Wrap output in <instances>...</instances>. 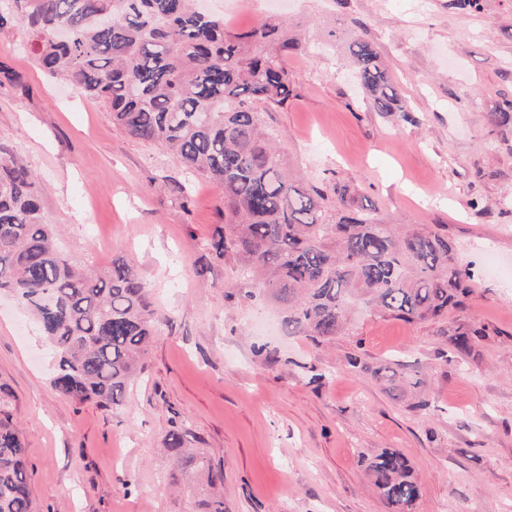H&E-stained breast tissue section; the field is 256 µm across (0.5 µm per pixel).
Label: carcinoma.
<instances>
[{"instance_id": "carcinoma-1", "label": "carcinoma", "mask_w": 512, "mask_h": 512, "mask_svg": "<svg viewBox=\"0 0 512 512\" xmlns=\"http://www.w3.org/2000/svg\"><path fill=\"white\" fill-rule=\"evenodd\" d=\"M20 24L40 69L100 103L112 124L174 154L186 170L220 187L224 224L205 243L215 260L235 259L282 306V328L316 346L348 332L365 306L407 323L439 320L464 308L472 275L455 243L438 231L384 220L350 188L308 183L288 173L279 134L259 107L296 96L286 60L310 52L288 23L268 20L230 31L199 0H0V31ZM349 65L376 112L412 120L401 91L364 38ZM0 291L39 323L54 352L52 384L78 403L109 409L138 382L164 316L124 258L98 273L75 267L44 221L35 177L0 151ZM480 334L457 330L460 357ZM373 376L392 390L419 388L393 363ZM17 395L0 380V512H37L27 483L26 443ZM182 424L164 438L177 465L198 477L194 512H226L217 486L224 472L186 446ZM392 512H413L420 486L408 460L384 448L367 464Z\"/></svg>"}]
</instances>
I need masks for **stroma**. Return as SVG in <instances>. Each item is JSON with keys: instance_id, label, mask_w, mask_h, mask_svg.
I'll return each instance as SVG.
<instances>
[{"instance_id": "35a3bbf8", "label": "stroma", "mask_w": 512, "mask_h": 512, "mask_svg": "<svg viewBox=\"0 0 512 512\" xmlns=\"http://www.w3.org/2000/svg\"><path fill=\"white\" fill-rule=\"evenodd\" d=\"M234 30L277 18L334 47L290 57L297 95L261 110L289 169L349 185L398 224L448 235L474 276L464 311L409 324L362 311L323 346L282 330L260 286L215 261L221 191L187 180L173 155L113 126L106 110L38 67L27 35L0 32V150L37 175L44 219L75 264L100 272L122 255L168 319L122 406L78 405L54 390V357L28 310L0 296V378L18 419L38 512H190L171 490L162 441L188 422L192 447L224 472L227 512H390L365 474L383 448L413 466L414 512H512V0L478 15L449 0H210ZM374 42L411 111L368 109L347 44ZM209 266L199 278L200 266ZM460 328L482 331L455 357ZM269 342L280 360L253 352ZM361 350L365 371L347 354ZM396 356L433 408L409 409L369 369ZM324 374L322 384L311 383Z\"/></svg>"}]
</instances>
